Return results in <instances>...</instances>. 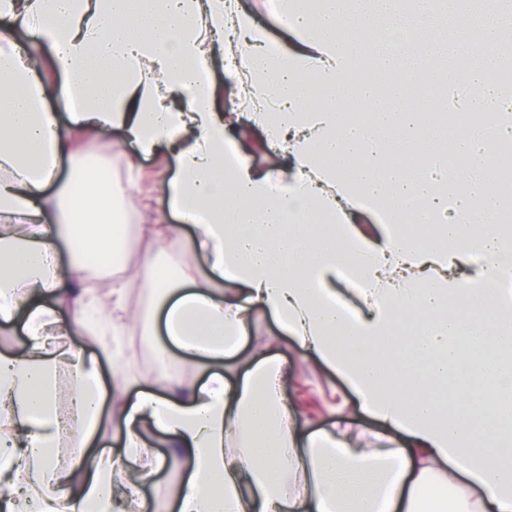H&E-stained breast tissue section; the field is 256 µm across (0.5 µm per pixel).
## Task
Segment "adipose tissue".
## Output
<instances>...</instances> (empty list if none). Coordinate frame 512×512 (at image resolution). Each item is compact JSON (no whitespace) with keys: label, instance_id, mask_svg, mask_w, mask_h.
Returning a JSON list of instances; mask_svg holds the SVG:
<instances>
[{"label":"adipose tissue","instance_id":"ef3b65f1","mask_svg":"<svg viewBox=\"0 0 512 512\" xmlns=\"http://www.w3.org/2000/svg\"><path fill=\"white\" fill-rule=\"evenodd\" d=\"M279 14L294 40L273 49L234 0H0L1 17L53 49L71 104L60 129L42 63L0 38V328L24 336L0 350V512H109L119 492L141 502L166 466L151 431L181 453L175 512H512V206L493 196L495 158L468 129L451 151L435 148L427 125L447 119L392 105L349 69L369 52L397 87L430 81L444 108L440 62L465 56L464 87L495 108L497 142L512 145V90L495 80L512 0H280ZM226 51L248 58L249 72L226 70L258 100L253 117L287 170H255L216 111L213 66ZM351 102L371 125L346 119ZM390 126L421 142L413 170L397 165ZM115 127L141 156L174 149L161 192L177 221L141 232L159 245L193 225L208 268L162 288L153 262L142 267L168 340L192 361L231 360L266 310L407 447L339 424L299 436L287 366L266 348L178 396L167 361L129 375L126 280L99 295L86 253L57 260L79 230L108 248L104 202L126 188L89 177L82 191L45 192L75 142ZM452 158L467 172L458 187ZM60 207L63 229L44 221ZM288 211L327 221L288 225ZM408 222L420 238L403 233ZM78 331L88 346L73 342ZM105 432L119 454L96 451Z\"/></svg>","mask_w":512,"mask_h":512}]
</instances>
